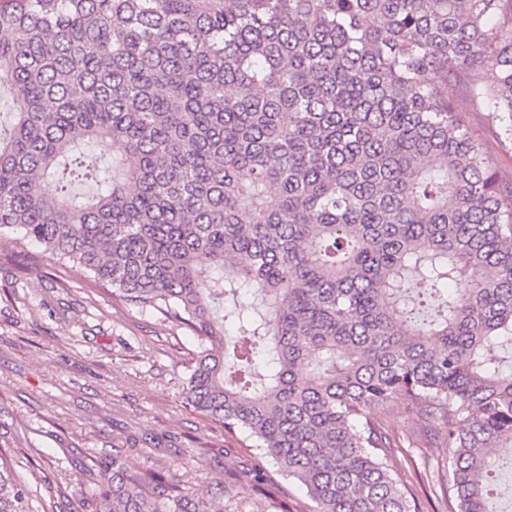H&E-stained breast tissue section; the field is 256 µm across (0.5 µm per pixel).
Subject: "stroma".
Returning <instances> with one entry per match:
<instances>
[{
  "instance_id": "stroma-1",
  "label": "stroma",
  "mask_w": 512,
  "mask_h": 512,
  "mask_svg": "<svg viewBox=\"0 0 512 512\" xmlns=\"http://www.w3.org/2000/svg\"><path fill=\"white\" fill-rule=\"evenodd\" d=\"M448 97L499 178L512 181V140L461 84ZM197 351L190 332L112 300L75 268L47 253L18 272L0 262V446L15 449L16 470L33 483L49 476L65 493L82 485V467L120 449L135 465L181 478L222 512H308L297 480L278 481V500L261 498L246 471L249 456L185 405V371Z\"/></svg>"
}]
</instances>
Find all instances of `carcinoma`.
Segmentation results:
<instances>
[{
  "label": "carcinoma",
  "mask_w": 512,
  "mask_h": 512,
  "mask_svg": "<svg viewBox=\"0 0 512 512\" xmlns=\"http://www.w3.org/2000/svg\"><path fill=\"white\" fill-rule=\"evenodd\" d=\"M512 0H0V239L189 330L187 405L310 512H497L512 448ZM490 65L489 86L477 71ZM397 398L447 449L431 509ZM70 512H215L119 450ZM0 448V512H55ZM448 98L454 103L462 121L503 181H512V142L482 104L473 99L461 84L448 83ZM384 414L390 429L399 436H409L422 426L420 416L415 411H409L404 400L393 402Z\"/></svg>",
  "instance_id": "carcinoma-1"
}]
</instances>
